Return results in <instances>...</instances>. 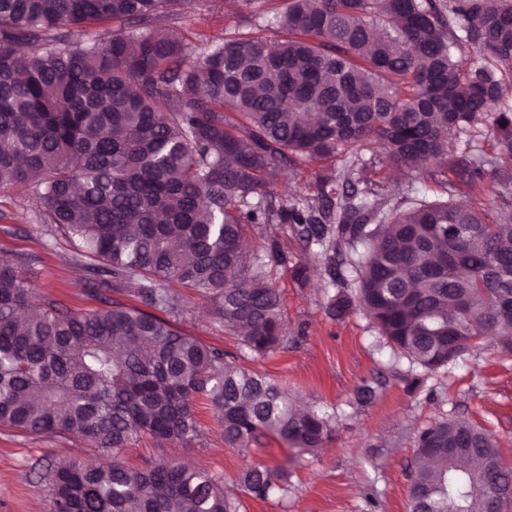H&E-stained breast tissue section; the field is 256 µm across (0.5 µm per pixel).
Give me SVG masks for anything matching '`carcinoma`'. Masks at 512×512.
I'll list each match as a JSON object with an SVG mask.
<instances>
[{
    "instance_id": "carcinoma-1",
    "label": "carcinoma",
    "mask_w": 512,
    "mask_h": 512,
    "mask_svg": "<svg viewBox=\"0 0 512 512\" xmlns=\"http://www.w3.org/2000/svg\"><path fill=\"white\" fill-rule=\"evenodd\" d=\"M175 2L0 0V190L34 186L43 221L95 261L92 290L134 282L143 304L38 302L24 263L0 255V425L76 435L99 457L42 469L53 512H237L222 474L119 459L144 435L193 438L200 394L234 449L266 434L300 457L322 447L329 417L162 317L178 283L250 353L280 347L269 276L286 256L275 238L242 251L260 224L292 225L305 251L353 253L350 293L324 266L342 287L328 314L366 313L423 370L486 336L512 351V108L490 113L512 89V0H287L279 39L199 54L159 35ZM266 2L240 8L264 20ZM377 142L383 157L364 159ZM304 158L330 161L320 194L275 200ZM380 167L418 170L448 199L394 201ZM488 183L490 205L454 200ZM409 474L410 512H490L512 488L493 437L465 421L421 430ZM285 482L256 462L240 477L258 499Z\"/></svg>"
}]
</instances>
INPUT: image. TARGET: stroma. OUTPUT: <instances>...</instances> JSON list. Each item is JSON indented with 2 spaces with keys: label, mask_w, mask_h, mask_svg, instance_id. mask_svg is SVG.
Listing matches in <instances>:
<instances>
[{
  "label": "stroma",
  "mask_w": 512,
  "mask_h": 512,
  "mask_svg": "<svg viewBox=\"0 0 512 512\" xmlns=\"http://www.w3.org/2000/svg\"><path fill=\"white\" fill-rule=\"evenodd\" d=\"M173 25L179 33L202 34L214 42L250 30L225 0H190ZM272 235L288 256L287 265L271 272L288 331L286 345L262 357L250 354L239 336L211 316L205 301L177 284L172 290L179 305L168 318L223 351L229 361L331 415L330 439L318 457L301 461L290 460L284 444L270 437L240 452L225 445L212 404L202 396L194 405L198 437L165 448L142 438L124 453L129 466L174 454L188 465L223 474L239 512H409V468L418 432L438 422L465 420L494 437L505 465L512 468V353L485 344L432 373L413 367L391 350L363 313L328 315L335 290L320 277L305 284L294 278V265L309 255L289 227L254 229L249 244L263 249ZM0 254L26 258L42 295L74 311L101 307L100 297L86 286V259L56 225L42 222L30 186L0 192ZM365 390L371 391V400H361ZM61 457L85 459L84 441L0 426V512H53L49 489L35 470ZM254 461L284 467L287 492L263 500L246 494L239 474Z\"/></svg>",
  "instance_id": "1"
}]
</instances>
